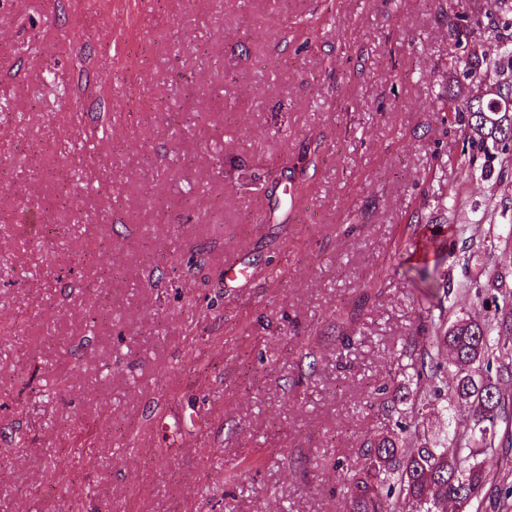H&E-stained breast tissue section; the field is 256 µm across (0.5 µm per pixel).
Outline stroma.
<instances>
[{
	"label": "stroma",
	"mask_w": 512,
	"mask_h": 512,
	"mask_svg": "<svg viewBox=\"0 0 512 512\" xmlns=\"http://www.w3.org/2000/svg\"><path fill=\"white\" fill-rule=\"evenodd\" d=\"M448 52L445 0H0V512H346L403 340L512 302Z\"/></svg>",
	"instance_id": "35a3bbf8"
}]
</instances>
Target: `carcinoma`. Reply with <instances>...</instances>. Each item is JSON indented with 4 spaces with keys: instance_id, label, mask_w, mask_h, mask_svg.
<instances>
[{
    "instance_id": "1",
    "label": "carcinoma",
    "mask_w": 512,
    "mask_h": 512,
    "mask_svg": "<svg viewBox=\"0 0 512 512\" xmlns=\"http://www.w3.org/2000/svg\"><path fill=\"white\" fill-rule=\"evenodd\" d=\"M491 5L503 15L501 28L491 30L492 35L511 45L512 0H491ZM480 15L478 0H448L449 55L469 87L454 109L455 121L469 132L462 153L472 161L490 141L512 161V96L474 95V88L490 76L512 91V78L503 75L504 68L512 70V51L505 65L488 60L474 46L458 52L461 35L481 24ZM502 336H512V306L507 304L493 324L473 316L449 323L441 313L430 333L418 330L404 340L398 360L411 378L426 382L429 393L401 409L388 386L377 390L370 407L394 427L360 444L359 464L345 477L347 512H448L450 503L459 512H487L489 507L512 512V489L497 483L478 460L495 448L496 422L512 419V402L500 391L501 384L512 383V343L500 342ZM442 345L448 347L455 368L451 390L442 384L447 368L432 354ZM432 397L443 398L449 406L464 401L475 412L474 428L454 436L450 448L420 436V418Z\"/></svg>"
}]
</instances>
